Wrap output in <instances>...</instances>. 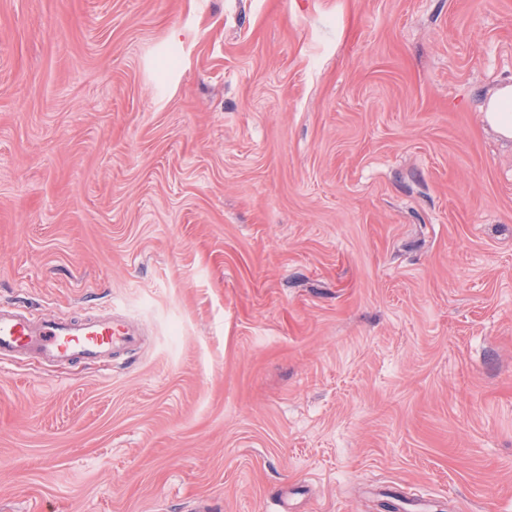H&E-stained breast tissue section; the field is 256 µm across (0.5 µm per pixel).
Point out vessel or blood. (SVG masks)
<instances>
[{"label": "vessel or blood", "instance_id": "vessel-or-blood-1", "mask_svg": "<svg viewBox=\"0 0 512 512\" xmlns=\"http://www.w3.org/2000/svg\"><path fill=\"white\" fill-rule=\"evenodd\" d=\"M141 341L139 328L125 317L59 318L0 305V360L25 356L62 364L104 360L135 350Z\"/></svg>", "mask_w": 512, "mask_h": 512}]
</instances>
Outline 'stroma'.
<instances>
[{"label": "stroma", "instance_id": "obj_1", "mask_svg": "<svg viewBox=\"0 0 512 512\" xmlns=\"http://www.w3.org/2000/svg\"><path fill=\"white\" fill-rule=\"evenodd\" d=\"M512 0H0V512H512ZM512 87L505 86L486 102L485 112L489 124L502 136L512 138ZM496 106L498 112H491ZM141 332L125 317L59 318L0 305V360L38 356L56 363L104 360L141 344Z\"/></svg>", "mask_w": 512, "mask_h": 512}]
</instances>
